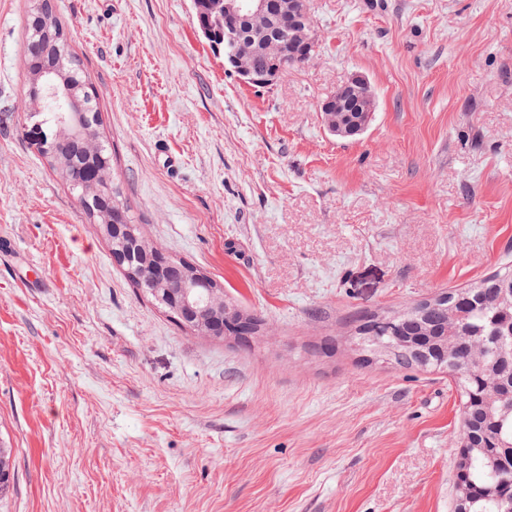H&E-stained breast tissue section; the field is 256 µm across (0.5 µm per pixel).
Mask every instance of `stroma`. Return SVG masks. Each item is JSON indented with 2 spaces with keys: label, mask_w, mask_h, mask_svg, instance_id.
Returning a JSON list of instances; mask_svg holds the SVG:
<instances>
[{
  "label": "stroma",
  "mask_w": 512,
  "mask_h": 512,
  "mask_svg": "<svg viewBox=\"0 0 512 512\" xmlns=\"http://www.w3.org/2000/svg\"><path fill=\"white\" fill-rule=\"evenodd\" d=\"M54 2L145 235L265 331L188 335L113 263L25 106L37 0H0V512H454L453 380L354 331L512 263V0H309L314 58L261 90L191 0ZM360 92V104L355 112L349 109L350 98ZM375 98L368 79L352 74L322 103L321 117L326 129L336 137L352 138L365 132L373 117ZM355 113V114H353Z\"/></svg>",
  "instance_id": "1"
}]
</instances>
